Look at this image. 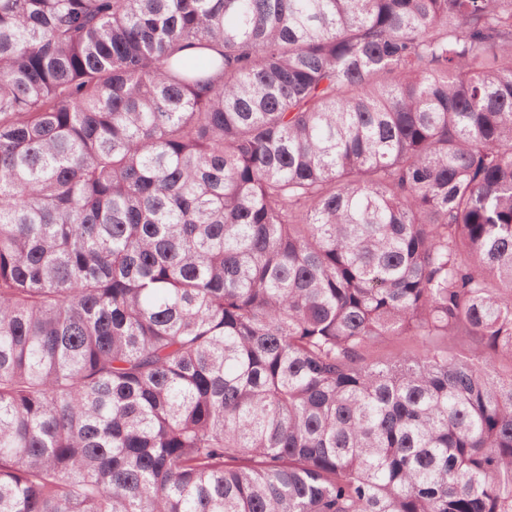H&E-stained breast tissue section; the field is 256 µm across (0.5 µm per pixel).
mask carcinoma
<instances>
[{"instance_id":"cac0c4a2","label":"carcinoma","mask_w":512,"mask_h":512,"mask_svg":"<svg viewBox=\"0 0 512 512\" xmlns=\"http://www.w3.org/2000/svg\"><path fill=\"white\" fill-rule=\"evenodd\" d=\"M0 512H512V0H0Z\"/></svg>"}]
</instances>
